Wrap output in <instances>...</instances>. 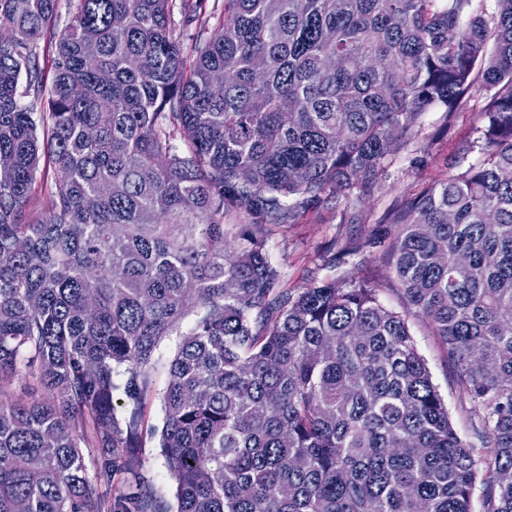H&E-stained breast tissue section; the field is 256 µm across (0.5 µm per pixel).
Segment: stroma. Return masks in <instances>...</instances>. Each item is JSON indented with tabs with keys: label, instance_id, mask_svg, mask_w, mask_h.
I'll return each instance as SVG.
<instances>
[{
	"label": "stroma",
	"instance_id": "obj_1",
	"mask_svg": "<svg viewBox=\"0 0 512 512\" xmlns=\"http://www.w3.org/2000/svg\"><path fill=\"white\" fill-rule=\"evenodd\" d=\"M476 105V100H468L451 119L439 111L428 113L418 141L388 157L370 190L357 188L339 200L324 197L295 222L267 225L265 249L280 275L281 288L294 293L336 277L372 280L379 288L381 302L400 310V299L392 288L393 273L384 257L383 241L394 231L387 217L406 197L447 179L455 164L480 161L478 149L467 146L479 123ZM410 326L456 432L469 442H478V421L472 405L459 392L454 369L443 349L425 323L414 319ZM113 403L121 421L132 412H141L140 479L166 502H173L175 480L164 464L154 434L164 418L159 398L149 397L139 408L118 390Z\"/></svg>",
	"mask_w": 512,
	"mask_h": 512
}]
</instances>
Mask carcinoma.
<instances>
[{
    "label": "carcinoma",
    "mask_w": 512,
    "mask_h": 512,
    "mask_svg": "<svg viewBox=\"0 0 512 512\" xmlns=\"http://www.w3.org/2000/svg\"><path fill=\"white\" fill-rule=\"evenodd\" d=\"M68 2L56 32L60 0H0V512H170L109 489L141 465L112 378L142 404L192 314L160 391L176 512H472L478 486L512 512V0H224L189 56L205 0ZM477 68L481 161L390 216L404 312L368 280L281 289L265 226L371 186ZM223 13L224 0L206 1V7L202 10L199 21L183 27L180 40L185 54L191 53L192 46L201 32L212 31L217 26L222 20ZM409 323L418 350L427 361L432 381L448 406L456 432L463 439L479 445L477 418L472 412L471 403L456 386L454 368L446 354L431 336L425 323L413 318H410ZM177 336H170L162 341L154 357L153 386L155 391L161 390L168 378L169 363L173 359Z\"/></svg>",
    "instance_id": "obj_1"
}]
</instances>
